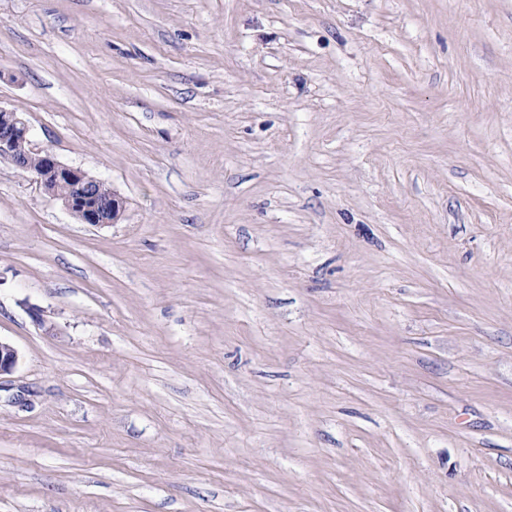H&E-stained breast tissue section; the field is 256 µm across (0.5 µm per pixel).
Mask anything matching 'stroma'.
<instances>
[{
    "mask_svg": "<svg viewBox=\"0 0 512 512\" xmlns=\"http://www.w3.org/2000/svg\"><path fill=\"white\" fill-rule=\"evenodd\" d=\"M0 107L124 204L0 162V512H512V0H0Z\"/></svg>",
    "mask_w": 512,
    "mask_h": 512,
    "instance_id": "1",
    "label": "stroma"
}]
</instances>
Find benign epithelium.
I'll return each mask as SVG.
<instances>
[{
    "mask_svg": "<svg viewBox=\"0 0 512 512\" xmlns=\"http://www.w3.org/2000/svg\"><path fill=\"white\" fill-rule=\"evenodd\" d=\"M28 152L41 156V166L31 172V176L45 193L54 198L57 185H69L70 194L60 201L80 223L93 226L116 223L123 210V200L115 193L106 199H97L95 188L98 178L79 167L62 163L51 151L35 146L26 119L17 112L0 107V162L8 161L25 171ZM19 361L18 349L0 340V376L12 373Z\"/></svg>",
    "mask_w": 512,
    "mask_h": 512,
    "instance_id": "1",
    "label": "benign epithelium"
}]
</instances>
